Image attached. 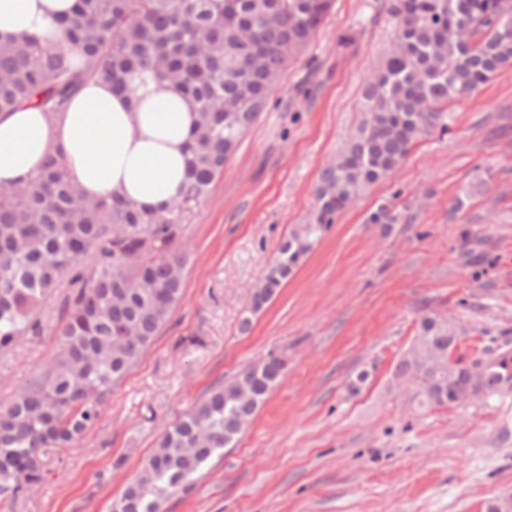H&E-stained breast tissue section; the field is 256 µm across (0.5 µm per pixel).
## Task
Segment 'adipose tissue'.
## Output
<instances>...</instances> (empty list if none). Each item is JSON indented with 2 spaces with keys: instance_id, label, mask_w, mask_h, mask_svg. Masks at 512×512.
Listing matches in <instances>:
<instances>
[{
  "instance_id": "1",
  "label": "adipose tissue",
  "mask_w": 512,
  "mask_h": 512,
  "mask_svg": "<svg viewBox=\"0 0 512 512\" xmlns=\"http://www.w3.org/2000/svg\"><path fill=\"white\" fill-rule=\"evenodd\" d=\"M73 3L0 0V38L35 33L43 42L62 43L59 21ZM196 119L191 100L174 89L150 83L127 97L92 80L55 117L27 105L0 114V184L27 181L53 152L87 196L113 193L158 210L187 181Z\"/></svg>"
}]
</instances>
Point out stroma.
<instances>
[{
  "instance_id": "35a3bbf8",
  "label": "stroma",
  "mask_w": 512,
  "mask_h": 512,
  "mask_svg": "<svg viewBox=\"0 0 512 512\" xmlns=\"http://www.w3.org/2000/svg\"><path fill=\"white\" fill-rule=\"evenodd\" d=\"M391 3L336 0L188 225L169 322L14 512H110L170 423L271 355L286 363L280 382L163 512H486L512 490V395L421 410L392 380L427 314L462 327L456 358L512 350V67L454 102L447 131L362 191L247 314L364 118L362 87L394 36ZM387 202L397 223H367ZM56 323L48 311L42 336L0 355V404L56 355Z\"/></svg>"
}]
</instances>
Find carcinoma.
<instances>
[{
    "mask_svg": "<svg viewBox=\"0 0 512 512\" xmlns=\"http://www.w3.org/2000/svg\"><path fill=\"white\" fill-rule=\"evenodd\" d=\"M334 0H75L64 43L0 40V113L34 104L50 114L91 79L130 92L168 84L196 105L188 182L159 211L112 196L89 198L49 155L27 183L0 186V355L42 335L55 304L61 349L0 406V506L43 479L44 460L82 438L102 404L138 365L184 293L181 240L195 208L263 112L277 82L316 37ZM396 40L364 88L366 119L320 174L310 220L278 247L250 303L262 311L359 191L386 178L415 142L446 128L448 103L512 65V0H396ZM77 52L82 63H71ZM397 220L388 204L370 224ZM419 335L435 349L448 322L426 315ZM271 357L213 389L162 434L111 512H162L216 450L237 440L280 381ZM512 356L494 360L486 399L502 398ZM464 373L426 374L420 409L454 405Z\"/></svg>",
    "mask_w": 512,
    "mask_h": 512,
    "instance_id": "carcinoma-1",
    "label": "carcinoma"
}]
</instances>
